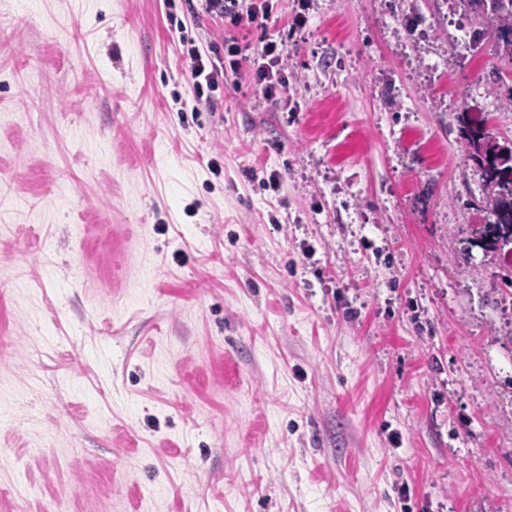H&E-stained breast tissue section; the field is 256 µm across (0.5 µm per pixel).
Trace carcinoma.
Masks as SVG:
<instances>
[{
  "label": "carcinoma",
  "instance_id": "obj_1",
  "mask_svg": "<svg viewBox=\"0 0 512 512\" xmlns=\"http://www.w3.org/2000/svg\"><path fill=\"white\" fill-rule=\"evenodd\" d=\"M466 10L478 18L502 57L512 62V0H460ZM460 137L466 144L468 159L482 181L481 207L487 214L485 224L476 230L478 246L500 254L512 255V145L500 143L480 121L463 112L458 116Z\"/></svg>",
  "mask_w": 512,
  "mask_h": 512
}]
</instances>
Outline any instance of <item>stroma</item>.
Returning a JSON list of instances; mask_svg holds the SVG:
<instances>
[{
    "instance_id": "obj_1",
    "label": "stroma",
    "mask_w": 512,
    "mask_h": 512,
    "mask_svg": "<svg viewBox=\"0 0 512 512\" xmlns=\"http://www.w3.org/2000/svg\"><path fill=\"white\" fill-rule=\"evenodd\" d=\"M0 0V512H512V264L457 0ZM304 23H295V15ZM285 51L198 103L184 43ZM259 61H262L259 63ZM284 49L276 40H267L254 56V64L257 63L255 77L259 85L264 88L267 95H272L275 85H281L280 71L283 68ZM458 119L467 157L482 181L480 203L487 214L486 223L475 231L481 241L476 243L486 250L512 255V141L511 146L501 144L481 121L471 119L466 112ZM505 171L510 173V180L500 174Z\"/></svg>"
}]
</instances>
